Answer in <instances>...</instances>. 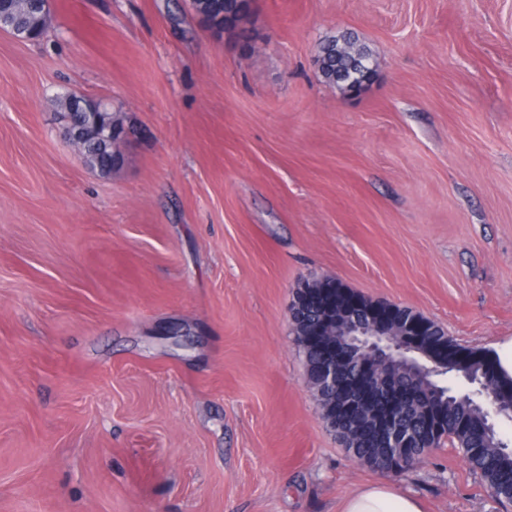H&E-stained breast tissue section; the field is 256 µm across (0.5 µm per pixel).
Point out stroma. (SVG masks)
Instances as JSON below:
<instances>
[{"mask_svg":"<svg viewBox=\"0 0 512 512\" xmlns=\"http://www.w3.org/2000/svg\"><path fill=\"white\" fill-rule=\"evenodd\" d=\"M52 0L0 33V512H340L389 482L506 512L450 445L350 459L289 322L332 278L455 343L512 339V0ZM351 34L376 73L326 83ZM75 94L124 121L104 174ZM192 5L204 25L219 23L223 30L237 29L248 16L239 10L237 0H193ZM353 44L358 50L359 55L353 50ZM341 45H339V40H336V37L326 40L321 46L318 61L320 71L324 78L330 83L337 84L344 89L342 82L336 80V74H339L342 70L347 76L355 77V73L358 72V69L354 67L355 63L364 57H369L370 59V54L364 50V48L357 47L355 42H352L347 44V52L339 53V57H336V47L339 48ZM351 69L353 71H351ZM121 140L122 137L112 136L109 139L87 141L88 148L82 150L81 154L92 167L98 168L101 172H110L121 162L122 157L118 149Z\"/></svg>","mask_w":512,"mask_h":512,"instance_id":"1","label":"stroma"}]
</instances>
